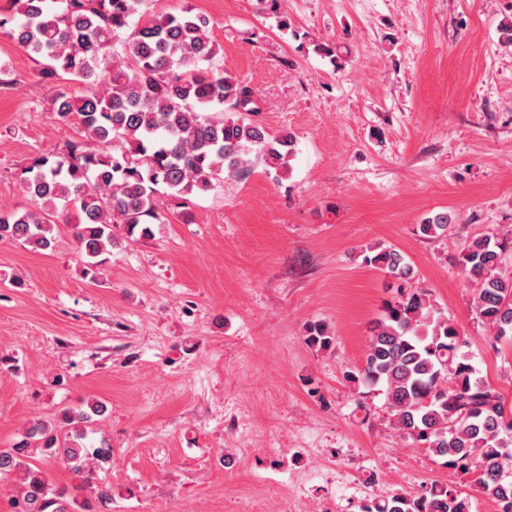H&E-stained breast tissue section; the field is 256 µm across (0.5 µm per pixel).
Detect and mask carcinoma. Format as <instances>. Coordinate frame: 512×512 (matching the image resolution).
I'll return each instance as SVG.
<instances>
[{
    "mask_svg": "<svg viewBox=\"0 0 512 512\" xmlns=\"http://www.w3.org/2000/svg\"><path fill=\"white\" fill-rule=\"evenodd\" d=\"M144 0H11L0 13V34L39 63L46 82L85 85L51 102L55 119L77 126L78 137L38 156L20 176L27 205L0 211V241L47 250L54 244L58 209L73 210L78 251L95 274L116 245L112 225L143 238L162 223L160 195L185 199L242 175L249 154L277 171L289 169L295 137L269 135L252 116L257 92L245 81L202 63L219 47L210 20L191 8L146 16ZM451 229L446 213L419 225L424 237ZM507 241L491 235L469 241L461 273L475 287L476 317L498 342L512 343V271L503 268ZM367 262L399 282L400 298L371 329L364 364L346 379L356 389L383 392L393 426L472 477L497 512H512V412L499 392L477 376L455 325L427 295L410 286L400 253L383 249ZM308 345L326 349L327 328L306 329ZM98 402L62 409L30 423L20 439L0 448V477L19 490L12 512H110L112 490L93 489L100 509L56 487L45 461L74 472L108 463L111 446L86 442L87 425L103 415ZM360 512H472L468 495L442 483L419 492L373 498Z\"/></svg>",
    "mask_w": 512,
    "mask_h": 512,
    "instance_id": "obj_1",
    "label": "carcinoma"
}]
</instances>
